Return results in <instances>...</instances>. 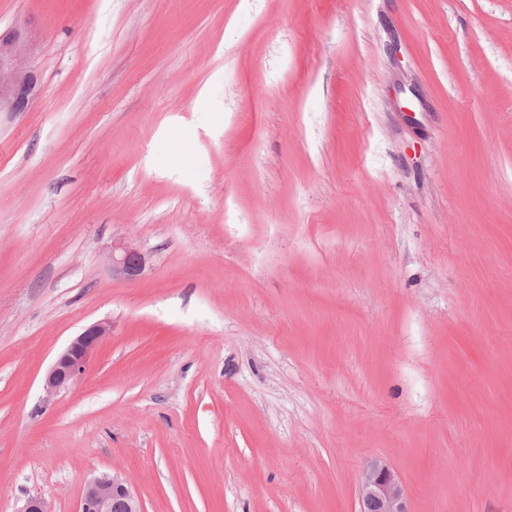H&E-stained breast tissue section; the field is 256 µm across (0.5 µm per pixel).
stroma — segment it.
<instances>
[{
    "label": "stroma",
    "mask_w": 512,
    "mask_h": 512,
    "mask_svg": "<svg viewBox=\"0 0 512 512\" xmlns=\"http://www.w3.org/2000/svg\"><path fill=\"white\" fill-rule=\"evenodd\" d=\"M20 25L0 512L112 471L144 512H359L375 459L409 512H512V0H0ZM110 261L112 274L128 280L139 276L144 265L142 254L128 242L112 243ZM111 333L109 323L96 322L73 338L46 373L43 383L45 393L53 396L73 383L83 373L91 354Z\"/></svg>",
    "instance_id": "obj_1"
}]
</instances>
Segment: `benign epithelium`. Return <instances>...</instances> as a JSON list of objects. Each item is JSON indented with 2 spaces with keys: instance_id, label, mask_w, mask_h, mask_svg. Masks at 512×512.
Instances as JSON below:
<instances>
[{
  "instance_id": "obj_1",
  "label": "benign epithelium",
  "mask_w": 512,
  "mask_h": 512,
  "mask_svg": "<svg viewBox=\"0 0 512 512\" xmlns=\"http://www.w3.org/2000/svg\"><path fill=\"white\" fill-rule=\"evenodd\" d=\"M36 79L21 32L0 35V112H22L34 97ZM112 274L133 280L144 258L128 242L112 244ZM112 333L107 322H96L73 338L45 375L49 396L68 387L85 369L91 354ZM359 512H409L399 476L387 462L375 459L363 469L358 484ZM18 512H54L46 495L28 498ZM79 512H143L138 494L119 473L102 474L85 488Z\"/></svg>"
}]
</instances>
